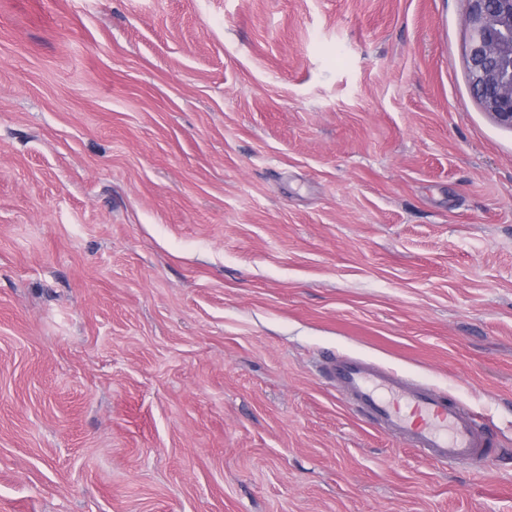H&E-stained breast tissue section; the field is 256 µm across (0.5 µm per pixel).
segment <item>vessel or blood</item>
<instances>
[{
  "label": "vessel or blood",
  "instance_id": "obj_1",
  "mask_svg": "<svg viewBox=\"0 0 512 512\" xmlns=\"http://www.w3.org/2000/svg\"><path fill=\"white\" fill-rule=\"evenodd\" d=\"M326 374L357 411L431 461L479 460L492 435L437 390L356 357L326 363Z\"/></svg>",
  "mask_w": 512,
  "mask_h": 512
}]
</instances>
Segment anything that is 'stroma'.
Returning a JSON list of instances; mask_svg holds the SVG:
<instances>
[{"label":"stroma","mask_w":512,"mask_h":512,"mask_svg":"<svg viewBox=\"0 0 512 512\" xmlns=\"http://www.w3.org/2000/svg\"><path fill=\"white\" fill-rule=\"evenodd\" d=\"M467 0H0V512H512V130ZM497 439L441 465L321 371ZM324 370L361 415L428 460H479L495 450L489 431L431 387L356 357L333 359Z\"/></svg>","instance_id":"obj_1"}]
</instances>
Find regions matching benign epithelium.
Here are the masks:
<instances>
[{
    "label": "benign epithelium",
    "instance_id": "1",
    "mask_svg": "<svg viewBox=\"0 0 512 512\" xmlns=\"http://www.w3.org/2000/svg\"><path fill=\"white\" fill-rule=\"evenodd\" d=\"M471 90L495 122L512 130V0H468Z\"/></svg>",
    "mask_w": 512,
    "mask_h": 512
}]
</instances>
